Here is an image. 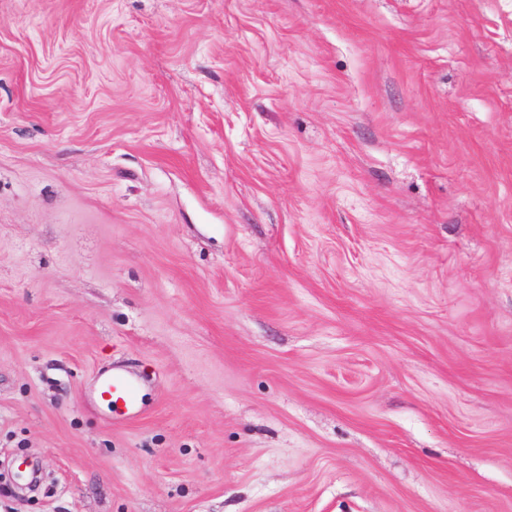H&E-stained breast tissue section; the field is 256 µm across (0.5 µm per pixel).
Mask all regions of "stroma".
<instances>
[{"instance_id":"obj_1","label":"stroma","mask_w":512,"mask_h":512,"mask_svg":"<svg viewBox=\"0 0 512 512\" xmlns=\"http://www.w3.org/2000/svg\"><path fill=\"white\" fill-rule=\"evenodd\" d=\"M0 512H512V0H0ZM94 403L105 406L112 412H127L137 408L138 386L134 378L113 370L99 378Z\"/></svg>"}]
</instances>
